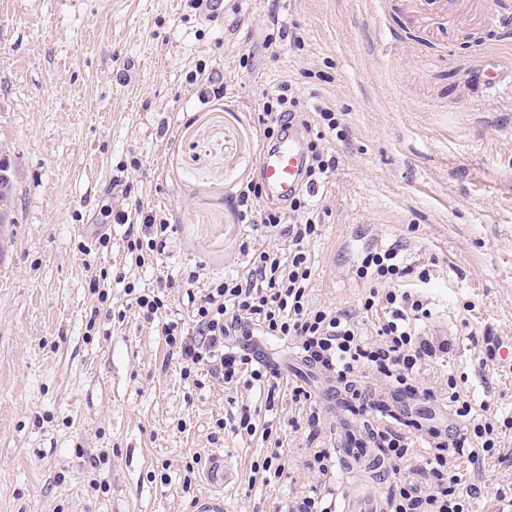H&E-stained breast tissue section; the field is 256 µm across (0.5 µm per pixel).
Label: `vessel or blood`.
I'll list each match as a JSON object with an SVG mask.
<instances>
[{"instance_id": "vessel-or-blood-1", "label": "vessel or blood", "mask_w": 512, "mask_h": 512, "mask_svg": "<svg viewBox=\"0 0 512 512\" xmlns=\"http://www.w3.org/2000/svg\"><path fill=\"white\" fill-rule=\"evenodd\" d=\"M306 150L299 131L288 130L271 148H262L258 157V171L267 197L282 201L305 188L303 172ZM342 467L372 472L379 463V455L367 439L349 435L338 450ZM387 497L371 493L343 496L338 512H388Z\"/></svg>"}]
</instances>
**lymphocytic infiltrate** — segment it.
Segmentation results:
<instances>
[{"label": "lymphocytic infiltrate", "instance_id": "1", "mask_svg": "<svg viewBox=\"0 0 512 512\" xmlns=\"http://www.w3.org/2000/svg\"><path fill=\"white\" fill-rule=\"evenodd\" d=\"M262 100L258 120L265 138L280 134L291 123L315 132V139L308 142L306 188L289 199L284 210L257 208L259 183H248L239 190L236 200L243 221L258 229L278 230L288 247L262 250L242 275L211 281L204 288L197 287V274L183 280L192 305L191 318L170 320L162 326L170 354L182 365L183 378L193 377L203 368L225 386H235L247 377L268 396H275L281 379L277 369L260 363L232 342L233 337L246 335L248 327L257 326L267 335L295 342L306 361L337 382L349 383L356 373L368 370L396 392L433 399L434 391L419 388L416 378L422 362L447 352L448 343L421 334L418 323L428 318L429 311L418 295L406 289L405 281L413 276L426 282L430 272L404 264L400 247L368 250L356 269L359 278L371 283L364 310L383 313L375 340L363 336L352 313L310 306L307 289L312 269L307 245L321 225L312 199L336 169L335 156L325 152L320 141L327 131L336 130L338 123L331 109L304 110L285 83L274 92L263 93ZM141 219L140 232L128 233L126 239L127 252L139 266L151 259L170 230L156 213L142 212ZM448 387V400L459 424L455 433L446 437L431 431L432 454L418 469L422 484L413 483L406 474L413 454L412 439L393 427V413L380 415L376 428L367 434L372 446L381 449L391 464L393 512H469L474 487L461 472L451 470L450 454L468 449L471 463L479 464L492 459L497 451L493 425L475 421L472 404L461 397L456 382H449Z\"/></svg>", "mask_w": 512, "mask_h": 512}]
</instances>
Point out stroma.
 Returning <instances> with one entry per match:
<instances>
[{"instance_id":"stroma-1","label":"stroma","mask_w":512,"mask_h":512,"mask_svg":"<svg viewBox=\"0 0 512 512\" xmlns=\"http://www.w3.org/2000/svg\"><path fill=\"white\" fill-rule=\"evenodd\" d=\"M193 2L0 0V158L16 210L0 249V512H195L215 495L224 512H280L313 487L336 499L353 490V476L309 469L302 432L283 439L282 476L254 475L273 439L228 428L212 440L216 419L246 406L275 422L302 406L287 389L271 407L244 382L184 381L157 327L126 306L125 283L194 271L204 288L282 246L243 223L234 197L259 176L262 95L284 81L341 128L325 139L338 165L317 196L311 306L361 312L366 250L399 245L428 266L414 287L431 312L422 331L448 351L417 380L435 398L388 390L382 402L447 433L456 378L500 437L472 476L471 508L512 512V0H454L439 16L419 0H243L211 21ZM280 27L301 47L265 49ZM211 74L224 79L222 100L201 96ZM118 177L131 187L126 208L143 202L173 226L140 268L125 225L105 215ZM90 264L107 276V301L89 287ZM250 345L340 429L324 372L294 342L258 331ZM216 454L239 472L221 489L207 480Z\"/></svg>"}]
</instances>
